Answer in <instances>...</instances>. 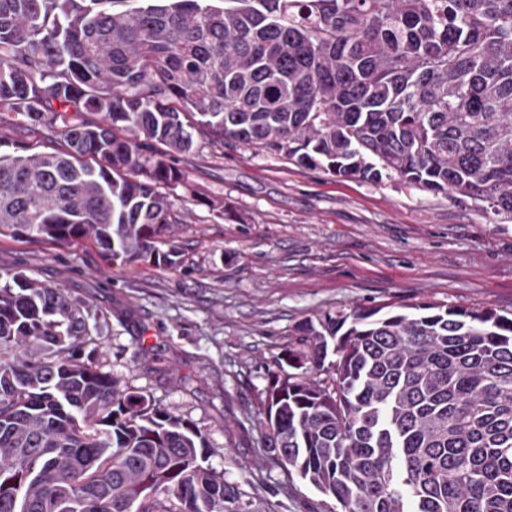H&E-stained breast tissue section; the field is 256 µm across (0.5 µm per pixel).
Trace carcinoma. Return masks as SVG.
<instances>
[{"mask_svg": "<svg viewBox=\"0 0 512 512\" xmlns=\"http://www.w3.org/2000/svg\"><path fill=\"white\" fill-rule=\"evenodd\" d=\"M75 112L58 122L57 108ZM0 237L176 264L171 158L260 148L512 213V0H0ZM0 288V512H255L205 432L91 362L106 320ZM268 375L278 462L337 512H512V317L324 311Z\"/></svg>", "mask_w": 512, "mask_h": 512, "instance_id": "obj_1", "label": "carcinoma"}]
</instances>
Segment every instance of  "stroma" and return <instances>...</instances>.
<instances>
[{
	"label": "stroma",
	"instance_id": "obj_1",
	"mask_svg": "<svg viewBox=\"0 0 512 512\" xmlns=\"http://www.w3.org/2000/svg\"><path fill=\"white\" fill-rule=\"evenodd\" d=\"M176 266L107 265L88 243L0 239V287L21 272L106 317L95 360L196 421L210 465L255 512H335L266 448L264 390L295 326L323 311L419 302L512 313V214L385 178H341L198 138Z\"/></svg>",
	"mask_w": 512,
	"mask_h": 512
}]
</instances>
